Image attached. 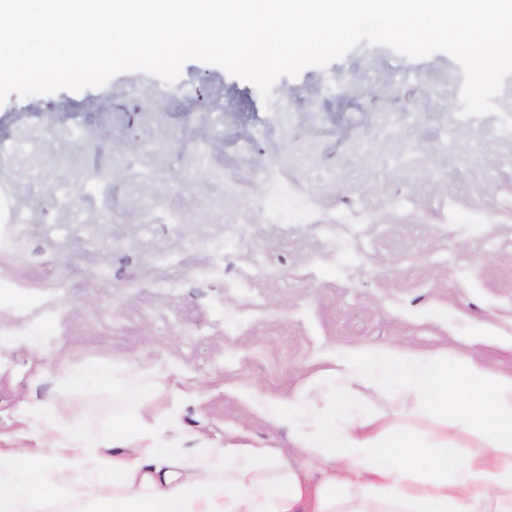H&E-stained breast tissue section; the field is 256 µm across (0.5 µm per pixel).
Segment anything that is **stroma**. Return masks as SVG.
<instances>
[{
  "label": "stroma",
  "mask_w": 512,
  "mask_h": 512,
  "mask_svg": "<svg viewBox=\"0 0 512 512\" xmlns=\"http://www.w3.org/2000/svg\"><path fill=\"white\" fill-rule=\"evenodd\" d=\"M459 70L363 42L267 103L198 60L174 84L127 71L0 102V144L34 137L46 161L0 169L24 217L0 223L17 283L0 296V448L36 446L35 410L95 435L142 392L186 450L284 449L254 394L330 391L334 360L405 344L512 369V112L449 110ZM352 406L401 417L374 367L337 411Z\"/></svg>",
  "instance_id": "1"
}]
</instances>
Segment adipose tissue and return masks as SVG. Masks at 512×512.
Instances as JSON below:
<instances>
[{
  "instance_id": "obj_1",
  "label": "adipose tissue",
  "mask_w": 512,
  "mask_h": 512,
  "mask_svg": "<svg viewBox=\"0 0 512 512\" xmlns=\"http://www.w3.org/2000/svg\"><path fill=\"white\" fill-rule=\"evenodd\" d=\"M383 362L416 408L340 420L281 398L290 460L231 441L186 454L178 417L143 393L104 441L58 443L42 416L40 447L0 450V512H512V373L398 346Z\"/></svg>"
}]
</instances>
